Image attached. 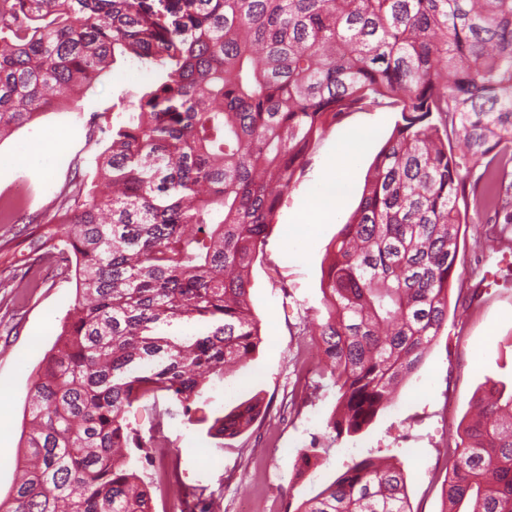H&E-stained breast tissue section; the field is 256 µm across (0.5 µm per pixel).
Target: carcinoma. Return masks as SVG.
<instances>
[{
    "mask_svg": "<svg viewBox=\"0 0 512 512\" xmlns=\"http://www.w3.org/2000/svg\"><path fill=\"white\" fill-rule=\"evenodd\" d=\"M128 58L162 74L99 126L94 176L75 165L54 214L22 229L16 287L55 258L76 299L32 381L0 512H152L121 449L158 447L171 405L216 438L251 428L256 402L211 423L193 404L258 349L250 270L347 114L397 119L321 280L312 335L336 437L370 425L448 322L458 225L512 233V0H0V140L54 104L81 112ZM144 403L146 435L126 419ZM455 453L446 512H512V383L480 399ZM294 512L411 510L401 468L366 456Z\"/></svg>",
    "mask_w": 512,
    "mask_h": 512,
    "instance_id": "1",
    "label": "carcinoma"
}]
</instances>
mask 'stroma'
Listing matches in <instances>:
<instances>
[{"label": "stroma", "instance_id": "obj_1", "mask_svg": "<svg viewBox=\"0 0 512 512\" xmlns=\"http://www.w3.org/2000/svg\"><path fill=\"white\" fill-rule=\"evenodd\" d=\"M156 77L135 60H121L80 99L85 114L124 107ZM391 112H356L316 145L305 174L285 196L262 255L252 267L251 301L261 322L255 355L224 380L208 384L197 405L210 415L259 398L262 412L239 437L219 440L175 419L168 436L179 450L183 486L202 498L217 497L220 512H288L332 481L351 460L394 456L406 478L414 512H441L443 483L454 450L469 421L472 403L490 382L512 375V235L499 225H461L456 273L450 284L448 323L418 368L397 387L375 422L356 437L333 438L327 421L336 407V388L320 360L301 374L298 348H312L319 321L320 288L327 255L343 223L358 205L367 170L389 137ZM365 138L345 169L347 187L335 214L307 235V209L337 172L339 145L355 133ZM100 147L84 121L64 107L0 140V202L12 200L16 181L26 176L29 199L15 203V218L0 223V497L18 471L19 446L32 378L60 332L76 298L74 282L55 271L39 274V286L12 285L14 263L24 246L18 230L52 213L74 165L92 171ZM321 450L304 479L296 468L304 449Z\"/></svg>", "mask_w": 512, "mask_h": 512}]
</instances>
